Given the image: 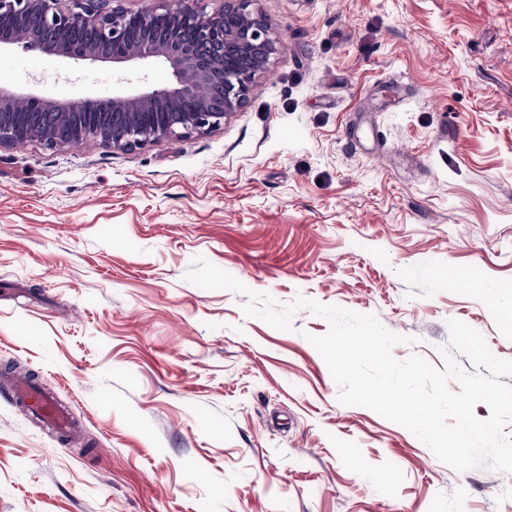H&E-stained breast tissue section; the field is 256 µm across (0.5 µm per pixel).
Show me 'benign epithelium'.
Returning a JSON list of instances; mask_svg holds the SVG:
<instances>
[{
  "instance_id": "7a95c632",
  "label": "benign epithelium",
  "mask_w": 512,
  "mask_h": 512,
  "mask_svg": "<svg viewBox=\"0 0 512 512\" xmlns=\"http://www.w3.org/2000/svg\"><path fill=\"white\" fill-rule=\"evenodd\" d=\"M255 2L222 0L209 13L197 8L195 0H182L180 9L162 12H132L123 0H0V51L22 47L53 61L102 59L118 66L161 59L175 78L170 85L64 105L0 88V146L32 141L30 123L39 112L54 117L38 136L49 148L100 141L131 150L223 125L243 107L255 79L268 72L279 51ZM132 20L142 26V42L135 51H119ZM188 25L195 30L192 41L181 37ZM80 26L98 45L96 52L70 41V32ZM215 88L223 91L219 104L212 100Z\"/></svg>"
}]
</instances>
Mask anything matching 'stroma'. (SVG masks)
<instances>
[{"mask_svg":"<svg viewBox=\"0 0 512 512\" xmlns=\"http://www.w3.org/2000/svg\"><path fill=\"white\" fill-rule=\"evenodd\" d=\"M255 7L280 50L224 125L0 146V369L86 441L0 396V512H512V475L339 402L324 318L280 331L186 279L201 257L277 304L375 315L439 369L452 319L512 360V0ZM170 79L0 52V87L61 102ZM10 399L40 417L62 438L71 435L77 427V421L67 406L53 394L38 389L28 379L20 378L12 383Z\"/></svg>","mask_w":512,"mask_h":512,"instance_id":"35a3bbf8","label":"stroma"}]
</instances>
